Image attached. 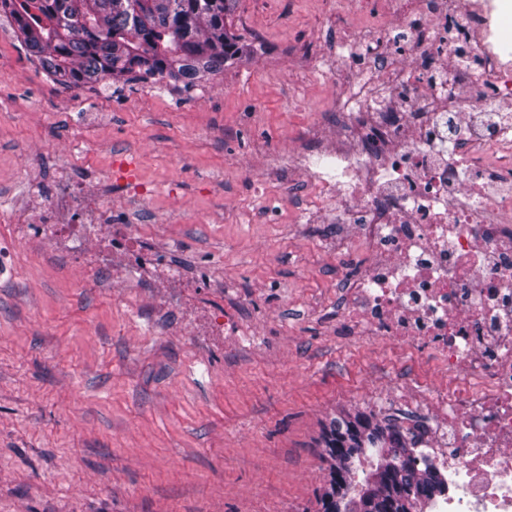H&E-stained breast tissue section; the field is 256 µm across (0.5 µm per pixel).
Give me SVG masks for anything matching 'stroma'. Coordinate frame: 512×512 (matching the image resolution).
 <instances>
[{
	"label": "stroma",
	"mask_w": 512,
	"mask_h": 512,
	"mask_svg": "<svg viewBox=\"0 0 512 512\" xmlns=\"http://www.w3.org/2000/svg\"><path fill=\"white\" fill-rule=\"evenodd\" d=\"M378 7L239 0L250 53L189 92L62 88L0 17V512H321L331 417L431 423L400 398L447 373L345 333L351 229L290 163L347 90L337 36ZM64 176L72 223L135 224L186 280L206 271L199 323L175 289L16 236ZM231 305L253 340L204 335Z\"/></svg>",
	"instance_id": "obj_1"
}]
</instances>
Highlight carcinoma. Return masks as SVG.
<instances>
[{"instance_id": "cac0c4a2", "label": "carcinoma", "mask_w": 512, "mask_h": 512, "mask_svg": "<svg viewBox=\"0 0 512 512\" xmlns=\"http://www.w3.org/2000/svg\"><path fill=\"white\" fill-rule=\"evenodd\" d=\"M236 0H0L27 54L65 88L167 81L185 91L242 52ZM415 432L357 410L325 425L322 512H414L439 491L417 465Z\"/></svg>"}]
</instances>
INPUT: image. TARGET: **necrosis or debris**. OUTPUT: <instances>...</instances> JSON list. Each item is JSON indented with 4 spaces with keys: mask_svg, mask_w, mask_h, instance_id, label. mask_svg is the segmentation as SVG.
I'll use <instances>...</instances> for the list:
<instances>
[{
    "mask_svg": "<svg viewBox=\"0 0 512 512\" xmlns=\"http://www.w3.org/2000/svg\"><path fill=\"white\" fill-rule=\"evenodd\" d=\"M495 11L493 0H387L342 44L387 97L337 99L334 143L310 131L293 158L340 203L338 223L356 228L345 249L369 257L348 290V327L448 364L447 384L428 395L425 458L443 491L425 512H512V52ZM452 128L470 135L454 149ZM316 153L339 178L311 169ZM71 204L61 190L17 236L50 240L90 270L117 258L131 276L178 287V271L131 232L88 247L91 224L58 218Z\"/></svg>",
    "mask_w": 512,
    "mask_h": 512,
    "instance_id": "4bbe7bcc",
    "label": "necrosis or debris"
}]
</instances>
